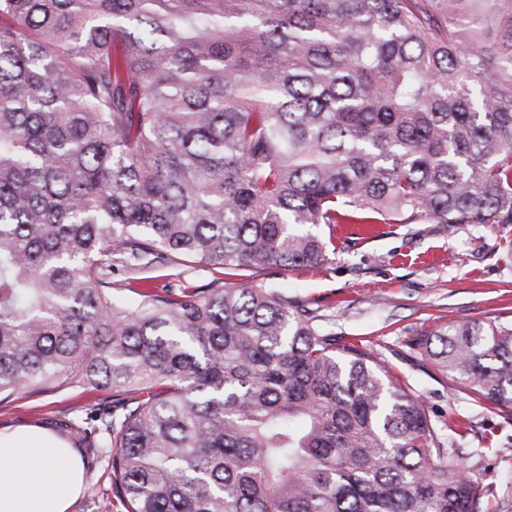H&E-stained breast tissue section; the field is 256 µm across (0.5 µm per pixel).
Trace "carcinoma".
Here are the masks:
<instances>
[{
	"mask_svg": "<svg viewBox=\"0 0 512 512\" xmlns=\"http://www.w3.org/2000/svg\"><path fill=\"white\" fill-rule=\"evenodd\" d=\"M344 221L512 224V0H0V395L112 390L73 432L125 512L495 495L372 353L224 285ZM188 263L207 287L113 280ZM416 345L512 408V323Z\"/></svg>",
	"mask_w": 512,
	"mask_h": 512,
	"instance_id": "obj_1",
	"label": "carcinoma"
}]
</instances>
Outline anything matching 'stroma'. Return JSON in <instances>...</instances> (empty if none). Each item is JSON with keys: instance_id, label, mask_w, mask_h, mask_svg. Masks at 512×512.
I'll return each instance as SVG.
<instances>
[{"instance_id": "obj_1", "label": "stroma", "mask_w": 512, "mask_h": 512, "mask_svg": "<svg viewBox=\"0 0 512 512\" xmlns=\"http://www.w3.org/2000/svg\"><path fill=\"white\" fill-rule=\"evenodd\" d=\"M335 234L334 250L314 269L274 266L254 279L314 316L324 333L371 349L395 380L421 397L475 478L494 483L483 512H512V409L473 397L445 377L415 345L449 321L512 322V224L319 225ZM111 391L84 386L24 388L0 401V429L85 423ZM88 484L72 512H120L112 494L108 449H83Z\"/></svg>"}]
</instances>
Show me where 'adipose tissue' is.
Instances as JSON below:
<instances>
[{"label":"adipose tissue","instance_id":"ef3b65f1","mask_svg":"<svg viewBox=\"0 0 512 512\" xmlns=\"http://www.w3.org/2000/svg\"><path fill=\"white\" fill-rule=\"evenodd\" d=\"M86 486L78 449L41 428L0 430V512H70Z\"/></svg>","mask_w":512,"mask_h":512}]
</instances>
